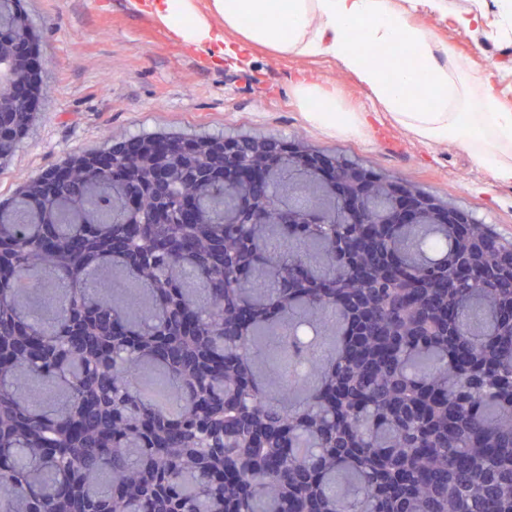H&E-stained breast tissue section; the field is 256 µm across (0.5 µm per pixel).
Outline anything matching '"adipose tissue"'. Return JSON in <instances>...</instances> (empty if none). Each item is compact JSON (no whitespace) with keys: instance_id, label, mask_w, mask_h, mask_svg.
Instances as JSON below:
<instances>
[{"instance_id":"1","label":"adipose tissue","mask_w":512,"mask_h":512,"mask_svg":"<svg viewBox=\"0 0 512 512\" xmlns=\"http://www.w3.org/2000/svg\"><path fill=\"white\" fill-rule=\"evenodd\" d=\"M419 0H146L145 9L181 42L201 48L215 64L244 60L261 45L280 54L330 57L369 90L376 107L428 144L454 142L473 164L512 184V109L492 94L473 100L480 76L410 19ZM379 56L367 62L354 36ZM309 120L343 135L357 134L354 112L336 109V92L299 84ZM424 104H416V97Z\"/></svg>"}]
</instances>
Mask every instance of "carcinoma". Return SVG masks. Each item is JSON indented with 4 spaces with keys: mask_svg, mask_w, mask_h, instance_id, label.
Masks as SVG:
<instances>
[{
    "mask_svg": "<svg viewBox=\"0 0 512 512\" xmlns=\"http://www.w3.org/2000/svg\"><path fill=\"white\" fill-rule=\"evenodd\" d=\"M36 44L0 0L1 98ZM133 139L180 147L165 190L79 165L0 201V512H512V238L378 224L401 287L360 282L306 172L245 224L189 146L223 136Z\"/></svg>",
    "mask_w": 512,
    "mask_h": 512,
    "instance_id": "1",
    "label": "carcinoma"
}]
</instances>
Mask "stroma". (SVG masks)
I'll list each match as a JSON object with an SVG mask.
<instances>
[{
	"label": "stroma",
	"instance_id": "stroma-1",
	"mask_svg": "<svg viewBox=\"0 0 512 512\" xmlns=\"http://www.w3.org/2000/svg\"><path fill=\"white\" fill-rule=\"evenodd\" d=\"M488 27L463 30L455 13L421 0L417 23L467 59L512 108V33H497L496 0H485ZM38 35L48 93L20 147L0 165V200L72 155L100 150L141 132L248 134L300 140L336 152L371 172L407 181L512 237V184L494 181L454 144L430 145L375 111L358 78L327 58L250 52L246 63L216 66L198 47L175 41L137 0H22ZM333 86L337 106L363 118L345 136L309 121L295 88Z\"/></svg>",
	"mask_w": 512,
	"mask_h": 512
}]
</instances>
